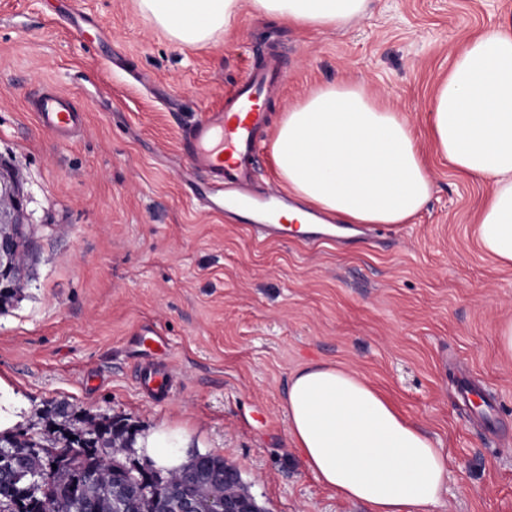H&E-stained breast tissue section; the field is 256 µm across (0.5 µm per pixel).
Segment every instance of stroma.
<instances>
[{"instance_id": "stroma-1", "label": "stroma", "mask_w": 512, "mask_h": 512, "mask_svg": "<svg viewBox=\"0 0 512 512\" xmlns=\"http://www.w3.org/2000/svg\"><path fill=\"white\" fill-rule=\"evenodd\" d=\"M107 31L82 39L70 9ZM512 0H376L337 31H306L242 9L211 42H174L138 0H0V164L28 194V279L0 303L5 399L26 407L16 433L43 432L67 402L135 437L187 430L240 472L266 512H366L306 469L288 434L290 374L309 362L357 372L448 456L431 512H512V267L474 234L491 184L434 149L430 114L456 53ZM278 54L271 124L312 89L365 82L408 123L433 181L406 224L377 243L255 242L246 225L203 210L177 151L181 131L220 108L250 63ZM86 115L61 142L30 114L43 84ZM156 328L176 376L148 399L133 344ZM468 376L497 397L498 437L457 400Z\"/></svg>"}]
</instances>
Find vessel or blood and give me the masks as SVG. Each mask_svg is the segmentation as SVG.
<instances>
[{
    "mask_svg": "<svg viewBox=\"0 0 512 512\" xmlns=\"http://www.w3.org/2000/svg\"><path fill=\"white\" fill-rule=\"evenodd\" d=\"M282 80L276 57L250 67L234 91L226 98L223 109L209 112L181 135L177 149L185 156L190 171L202 175L198 196L212 210L244 216L256 238L274 236L286 241L298 237L299 230L272 204L280 200L278 192L261 195L253 191L255 171L252 159L266 133L269 90ZM30 110L40 125L57 139L68 140L78 134L85 121L84 113L71 94L54 85L39 90L30 101ZM142 378L149 395L167 394L172 375L167 367L145 363ZM459 395L466 400L480 399L488 433H495L492 418L496 408L493 397H481L470 379H462Z\"/></svg>",
    "mask_w": 512,
    "mask_h": 512,
    "instance_id": "1",
    "label": "vessel or blood"
}]
</instances>
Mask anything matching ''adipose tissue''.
I'll use <instances>...</instances> for the list:
<instances>
[{"instance_id": "obj_1", "label": "adipose tissue", "mask_w": 512, "mask_h": 512, "mask_svg": "<svg viewBox=\"0 0 512 512\" xmlns=\"http://www.w3.org/2000/svg\"><path fill=\"white\" fill-rule=\"evenodd\" d=\"M172 40L204 45L235 26L242 5L300 28L336 30L365 16L373 0H138ZM437 150L458 171L491 180L475 225L482 248L512 265V20L483 30L457 54L432 112ZM298 206L344 224H405L428 202L433 182L412 132L363 83L319 87L289 106L271 145ZM288 433L306 468L368 512H430L448 475L447 456L419 426L355 371L312 363L288 380ZM157 467L186 463L187 431L160 427L139 438ZM177 451H170V444Z\"/></svg>"}]
</instances>
